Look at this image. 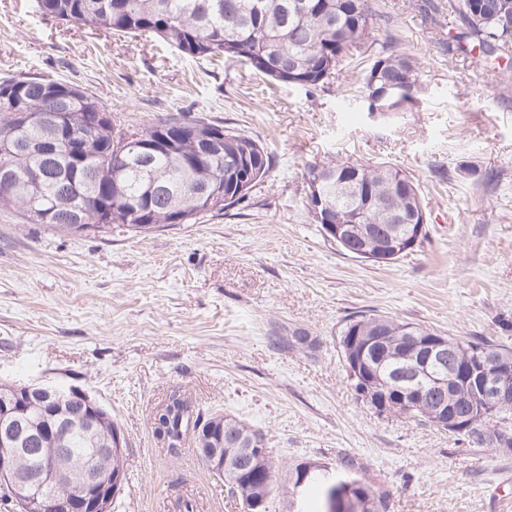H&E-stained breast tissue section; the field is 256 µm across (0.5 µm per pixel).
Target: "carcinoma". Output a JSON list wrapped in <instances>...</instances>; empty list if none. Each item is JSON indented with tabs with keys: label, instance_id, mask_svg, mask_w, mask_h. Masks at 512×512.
I'll return each mask as SVG.
<instances>
[{
	"label": "carcinoma",
	"instance_id": "1",
	"mask_svg": "<svg viewBox=\"0 0 512 512\" xmlns=\"http://www.w3.org/2000/svg\"><path fill=\"white\" fill-rule=\"evenodd\" d=\"M38 11L73 27L93 26L111 34L156 36L190 57L223 55L243 60L256 71L289 85L317 88L335 78L343 62L360 54L361 44L378 14L369 0H36ZM448 13L458 21L449 36L455 49L478 56L501 74L512 72V0H448ZM420 61L392 34L358 80L369 98L390 82L403 89L402 102L414 99L420 87ZM138 136V149L116 151L127 136ZM243 155L256 160L248 187L225 179L229 166ZM272 166V157L255 139L231 127L199 119H166L140 130H126L112 122V113L80 87L49 78L0 79V170L14 177L0 184V208L19 210L31 224L55 231L81 233L83 226L105 232L119 224L145 233V225L161 229L177 223L196 224L208 214L219 215L246 199ZM359 179L342 183L347 172ZM306 203L315 204L320 189L331 207L330 220L341 224H380L391 228L416 217L428 224L421 188L402 169L387 163L349 162L312 166L306 173ZM376 334L378 352L374 371L353 373L350 356L345 366L356 393L369 392L379 379L400 378L408 366L411 331L428 328L381 314H359L346 322L341 335L355 329ZM461 361L476 360L498 351L512 353L492 341L448 337ZM448 377L445 391L427 392L424 399L402 402L387 397L381 412L424 422L435 428L432 407L447 399L457 411L467 408L471 395L466 380L455 375L453 362L442 367ZM29 426L39 435L40 447L61 450L75 466L93 461L119 433L108 415L87 430L78 425L61 437L45 427L39 403L29 407ZM156 436L171 450L191 439L197 448H224L234 455V438L251 448H265L260 430L233 416L203 418L193 399L172 393L153 414ZM491 427L484 416L464 440L473 447H491L483 430ZM263 476L248 485L222 478L228 492L248 501L260 499L265 508L276 487L271 460L261 464ZM361 466L341 458L336 473L349 479L353 494H365L366 512H389L387 492L369 482L355 485Z\"/></svg>",
	"mask_w": 512,
	"mask_h": 512
}]
</instances>
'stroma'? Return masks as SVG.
Segmentation results:
<instances>
[{
  "instance_id": "stroma-1",
  "label": "stroma",
  "mask_w": 512,
  "mask_h": 512,
  "mask_svg": "<svg viewBox=\"0 0 512 512\" xmlns=\"http://www.w3.org/2000/svg\"><path fill=\"white\" fill-rule=\"evenodd\" d=\"M386 18L364 61L394 33L422 63L413 102L371 118L350 67L324 87L274 84L247 62L191 58L145 37L68 27L35 0H0V77L86 88L117 123L201 118L240 130L272 156L235 208L196 224L71 235L0 211V381H58L87 392L125 440L114 512H244L193 443L170 451L153 413L172 393L204 414L261 430L277 476L271 512H288L291 465L354 458L390 512H512V453L391 417L356 394L343 361L350 317L375 312L441 336L512 348V75L442 51L418 0H371ZM389 162L420 184L427 234L391 263L328 241L306 206V168ZM452 180L440 179V172ZM302 329L307 350L269 338Z\"/></svg>"
}]
</instances>
